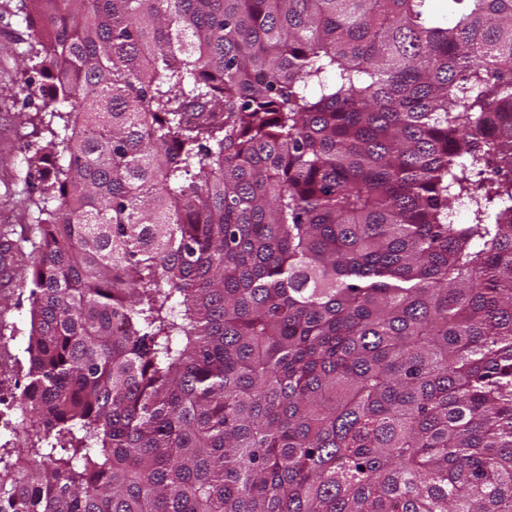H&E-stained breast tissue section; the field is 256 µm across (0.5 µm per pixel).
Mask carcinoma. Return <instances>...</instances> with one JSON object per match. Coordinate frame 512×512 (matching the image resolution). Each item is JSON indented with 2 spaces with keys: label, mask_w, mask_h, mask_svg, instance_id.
<instances>
[{
  "label": "carcinoma",
  "mask_w": 512,
  "mask_h": 512,
  "mask_svg": "<svg viewBox=\"0 0 512 512\" xmlns=\"http://www.w3.org/2000/svg\"><path fill=\"white\" fill-rule=\"evenodd\" d=\"M23 8L0 512H512V0ZM20 8V0H0V242L8 239L16 244L4 261L0 260V312L6 323L15 327L17 336L0 344V445L15 437L14 429L22 419L17 399L26 383L19 361L23 360L29 329V245L21 239L38 216L29 201L35 172L28 157L50 139L47 132L41 138L24 137L32 131L27 122L41 107L42 99L33 96L25 105V95L19 90L29 41L25 13Z\"/></svg>",
  "instance_id": "1"
}]
</instances>
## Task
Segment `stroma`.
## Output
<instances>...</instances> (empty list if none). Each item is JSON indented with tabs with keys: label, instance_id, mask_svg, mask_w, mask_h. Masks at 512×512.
<instances>
[{
	"label": "stroma",
	"instance_id": "1",
	"mask_svg": "<svg viewBox=\"0 0 512 512\" xmlns=\"http://www.w3.org/2000/svg\"><path fill=\"white\" fill-rule=\"evenodd\" d=\"M29 31L20 0H0V239L15 247L0 260V317L16 338L0 344V444L14 438L22 419L17 399L24 383L19 362L29 329V245L23 237L38 212L29 198L35 172L29 163L40 138L31 134L30 116L40 97L25 101L19 90Z\"/></svg>",
	"mask_w": 512,
	"mask_h": 512
}]
</instances>
